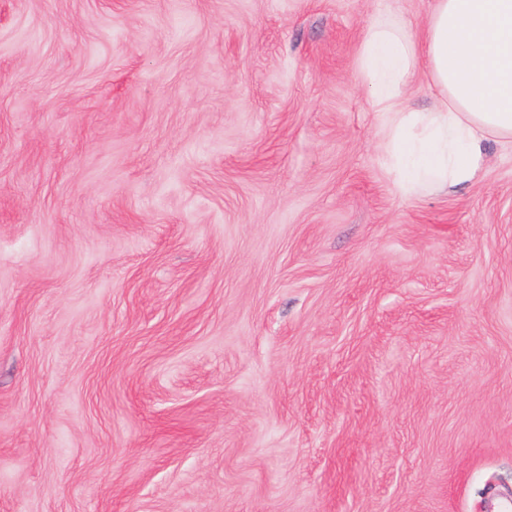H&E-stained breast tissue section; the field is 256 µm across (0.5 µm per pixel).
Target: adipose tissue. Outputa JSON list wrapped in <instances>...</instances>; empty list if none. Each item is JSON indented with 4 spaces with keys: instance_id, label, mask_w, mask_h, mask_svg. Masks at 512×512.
<instances>
[{
    "instance_id": "adipose-tissue-1",
    "label": "adipose tissue",
    "mask_w": 512,
    "mask_h": 512,
    "mask_svg": "<svg viewBox=\"0 0 512 512\" xmlns=\"http://www.w3.org/2000/svg\"><path fill=\"white\" fill-rule=\"evenodd\" d=\"M422 58L441 97L434 111L412 112L402 94ZM358 61L386 116L384 152L404 195L471 184L488 137L512 140V0H434L420 47L405 25L380 20Z\"/></svg>"
}]
</instances>
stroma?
<instances>
[{"mask_svg": "<svg viewBox=\"0 0 512 512\" xmlns=\"http://www.w3.org/2000/svg\"><path fill=\"white\" fill-rule=\"evenodd\" d=\"M434 0H0V512H495L512 147L401 193L357 81Z\"/></svg>", "mask_w": 512, "mask_h": 512, "instance_id": "obj_1", "label": "stroma"}]
</instances>
